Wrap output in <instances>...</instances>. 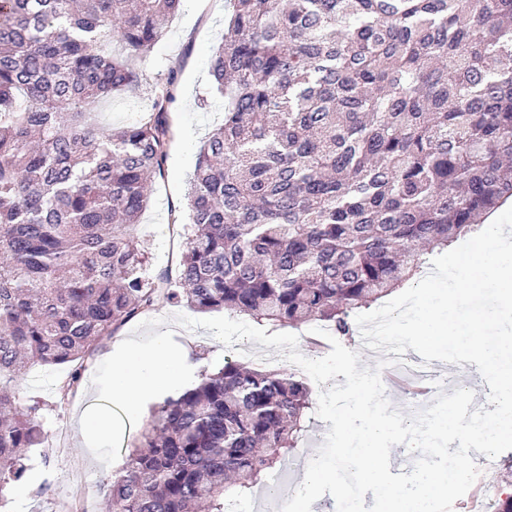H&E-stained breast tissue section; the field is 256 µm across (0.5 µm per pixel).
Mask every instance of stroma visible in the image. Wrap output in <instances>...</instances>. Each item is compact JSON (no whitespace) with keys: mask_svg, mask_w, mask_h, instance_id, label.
<instances>
[{"mask_svg":"<svg viewBox=\"0 0 512 512\" xmlns=\"http://www.w3.org/2000/svg\"><path fill=\"white\" fill-rule=\"evenodd\" d=\"M228 13L227 0H183L161 38L135 62L140 90L115 95L94 107L97 121L104 128L133 124L151 98L165 89L170 71L178 73L170 106L173 136L163 171L152 180L149 203L137 227L147 246L155 303L151 311L124 324L85 360L82 383L65 403H58L57 390L67 377V367L37 365L19 381L17 391L23 401L37 400L45 405V440L32 453L23 478L10 483L6 512H104L106 505L98 494L100 485L122 470L152 412L160 405L159 400H152L134 418L113 406L109 362L118 344L133 342L148 348L155 336L164 333L174 346L186 350L187 376L182 383L166 388L169 397L199 383L203 370L223 365L228 356L264 370L289 373L295 369L276 347L246 339L228 348L210 330L179 326L175 315L190 317L194 311L168 297L180 263L172 254L168 238L176 236L182 245L187 242L189 183L202 145L223 117V100L212 92L209 68L224 37ZM82 408L111 412L123 427V435L83 438L71 421L73 412ZM329 428V423L312 418L306 436L293 453L276 464L272 479L232 496L229 512H274L276 501L292 497L304 480L305 464L316 457ZM474 460L480 470L478 484L492 486L495 493L480 505L473 493H466L454 503L452 512H495L498 503L507 498L506 489L512 486V450L493 459L478 453Z\"/></svg>","mask_w":512,"mask_h":512,"instance_id":"1","label":"stroma"}]
</instances>
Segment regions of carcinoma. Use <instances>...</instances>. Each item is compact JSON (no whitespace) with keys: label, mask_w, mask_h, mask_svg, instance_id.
Listing matches in <instances>:
<instances>
[{"label":"carcinoma","mask_w":512,"mask_h":512,"mask_svg":"<svg viewBox=\"0 0 512 512\" xmlns=\"http://www.w3.org/2000/svg\"><path fill=\"white\" fill-rule=\"evenodd\" d=\"M181 0H0V378L73 365L150 309L137 235L171 91L105 132L86 105L131 92ZM210 66L224 122L188 192L178 302L262 325L351 314L512 200V0H229ZM110 36L124 55L102 47ZM310 388L224 359L167 399L112 512H224L295 447ZM0 383V500L43 441Z\"/></svg>","instance_id":"carcinoma-1"}]
</instances>
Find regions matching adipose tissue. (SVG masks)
I'll return each mask as SVG.
<instances>
[{
    "label": "adipose tissue",
    "instance_id": "adipose-tissue-1",
    "mask_svg": "<svg viewBox=\"0 0 512 512\" xmlns=\"http://www.w3.org/2000/svg\"><path fill=\"white\" fill-rule=\"evenodd\" d=\"M184 375V354L171 347L166 335L156 336L147 350L123 345L112 357V402L128 412H140L147 401Z\"/></svg>",
    "mask_w": 512,
    "mask_h": 512
}]
</instances>
